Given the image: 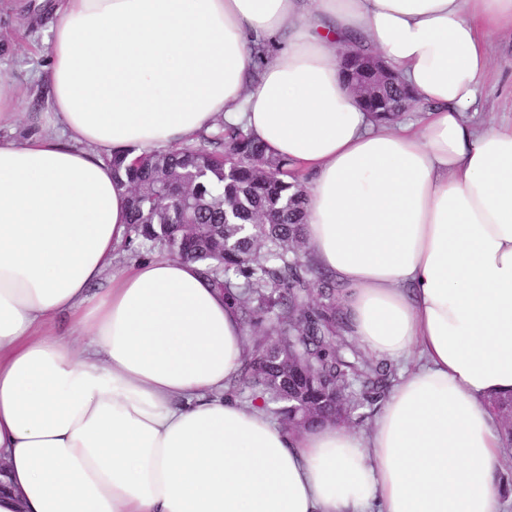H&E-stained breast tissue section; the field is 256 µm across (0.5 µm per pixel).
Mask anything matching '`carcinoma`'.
Here are the masks:
<instances>
[{"instance_id": "carcinoma-1", "label": "carcinoma", "mask_w": 512, "mask_h": 512, "mask_svg": "<svg viewBox=\"0 0 512 512\" xmlns=\"http://www.w3.org/2000/svg\"><path fill=\"white\" fill-rule=\"evenodd\" d=\"M343 74L376 85L395 104L410 96L397 80L383 82L347 64ZM111 164L129 197L126 250L140 257L159 249L198 263L250 335L228 393L302 427L330 413L350 424L391 390V363L369 361L346 341L337 284L305 251V195L294 161L266 155L242 126L223 122L213 135L145 151L138 162L115 153ZM490 406L511 448L512 397L493 398Z\"/></svg>"}]
</instances>
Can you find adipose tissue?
<instances>
[{"mask_svg": "<svg viewBox=\"0 0 512 512\" xmlns=\"http://www.w3.org/2000/svg\"><path fill=\"white\" fill-rule=\"evenodd\" d=\"M52 128L0 138V512H500L512 394V124L471 113L512 0H58ZM277 41L261 71L251 40ZM364 44L417 118L340 72ZM296 162L351 336L412 365L369 434L225 397L243 331L196 263L117 265L112 153L217 119ZM66 317L65 334L50 331ZM490 406L501 418L502 443L506 448L512 447V397H497L490 400Z\"/></svg>", "mask_w": 512, "mask_h": 512, "instance_id": "obj_1", "label": "adipose tissue"}]
</instances>
